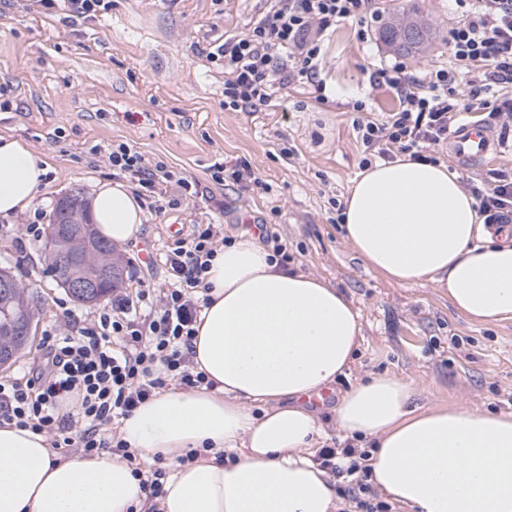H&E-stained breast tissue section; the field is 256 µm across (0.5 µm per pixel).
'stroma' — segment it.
I'll list each match as a JSON object with an SVG mask.
<instances>
[{"label": "stroma", "mask_w": 512, "mask_h": 512, "mask_svg": "<svg viewBox=\"0 0 512 512\" xmlns=\"http://www.w3.org/2000/svg\"><path fill=\"white\" fill-rule=\"evenodd\" d=\"M418 4L436 31L424 55L404 56L381 41L382 27L407 0H378V18L337 25L326 42L328 102L291 82L250 112L225 107L224 62L212 53L245 33L270 0H112L90 20L46 11L39 0H0V135L50 164L33 209L0 216V268L42 296L32 341L8 374L39 360L46 330L67 331L64 311L82 320L100 311L72 301L46 271L44 243L20 246L14 227L50 219L62 195L90 197L96 182L113 178L105 146L124 142L198 182L200 193L164 214H144L137 240L119 248L126 263L120 293L135 295L144 283L163 288L164 265L137 259L172 244L170 225L212 222L234 239L262 222L285 246L288 268L330 281L353 303L363 341L347 378L313 408L326 446L341 445L335 407L343 390L370 373L405 378L420 404L512 412V321L478 323L433 283L390 282L354 253L336 222L363 157L356 104L377 114L397 106L374 73L398 61L417 75L448 63V31L458 20L452 0ZM492 131L502 143L493 160L466 164L444 144L434 156L461 182H490L512 170V122ZM217 162L249 164L261 187L213 183Z\"/></svg>", "instance_id": "stroma-1"}]
</instances>
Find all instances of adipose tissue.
<instances>
[{
  "label": "adipose tissue",
  "instance_id": "ef3b65f1",
  "mask_svg": "<svg viewBox=\"0 0 512 512\" xmlns=\"http://www.w3.org/2000/svg\"><path fill=\"white\" fill-rule=\"evenodd\" d=\"M48 172L27 145L0 136V215L30 207ZM91 210L107 240L137 239L142 209L125 183L96 186ZM342 229L394 282H432L477 322L512 320V243L485 230L446 165L403 157L360 171ZM206 282L193 363L214 388L162 391L118 427L144 463L172 462L163 495L147 497L123 458L63 459L45 437L2 426L0 512H343L335 479L313 459L326 433L304 399L350 368L357 310L329 281L281 267L250 235L225 246ZM414 398L388 373L343 392L336 434L371 443L369 483L400 512H512V412L424 408Z\"/></svg>",
  "mask_w": 512,
  "mask_h": 512
}]
</instances>
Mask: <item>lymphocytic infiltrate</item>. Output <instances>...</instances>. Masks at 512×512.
<instances>
[{"label": "lymphocytic infiltrate", "instance_id": "1", "mask_svg": "<svg viewBox=\"0 0 512 512\" xmlns=\"http://www.w3.org/2000/svg\"><path fill=\"white\" fill-rule=\"evenodd\" d=\"M455 3L461 18L449 31L448 67L432 69L424 79L400 63L375 73V82L393 90L399 105L381 118L355 119L362 166L401 155L425 160L471 113H482L488 125L512 116V0ZM378 14L375 0H273L247 32L215 52L227 75L225 106L254 111L268 105L285 77L325 101L324 34L339 23ZM281 53L289 64L285 75L276 64ZM461 70L468 76L463 92L456 88ZM105 152L116 176L136 185L149 213L165 211L169 188L186 195L197 191L186 175L126 143L108 145ZM469 189L486 223H512V173ZM224 243L223 225H194L189 237L164 253L170 281L162 292L143 286L136 299L116 297L94 322L73 323L71 333L46 331L38 364L0 378V426L30 430L51 447L77 448L86 456H122L148 495L158 497L165 469L144 475L140 460L112 436L110 426L169 385H206L207 376L196 370L191 355L205 275Z\"/></svg>", "mask_w": 512, "mask_h": 512}]
</instances>
